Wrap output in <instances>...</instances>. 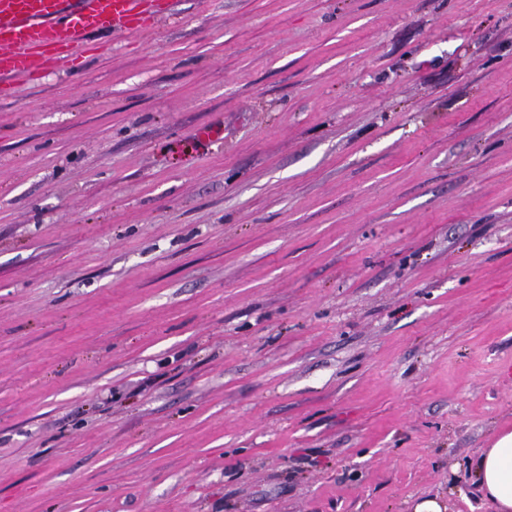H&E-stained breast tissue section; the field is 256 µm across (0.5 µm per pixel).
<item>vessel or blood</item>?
I'll return each mask as SVG.
<instances>
[{"label": "vessel or blood", "instance_id": "1", "mask_svg": "<svg viewBox=\"0 0 512 512\" xmlns=\"http://www.w3.org/2000/svg\"><path fill=\"white\" fill-rule=\"evenodd\" d=\"M173 0H0V97L18 80L72 67L95 33H142L170 15Z\"/></svg>", "mask_w": 512, "mask_h": 512}]
</instances>
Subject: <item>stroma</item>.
<instances>
[{
    "mask_svg": "<svg viewBox=\"0 0 512 512\" xmlns=\"http://www.w3.org/2000/svg\"><path fill=\"white\" fill-rule=\"evenodd\" d=\"M0 100V512H491L512 0H178Z\"/></svg>",
    "mask_w": 512,
    "mask_h": 512,
    "instance_id": "35a3bbf8",
    "label": "stroma"
}]
</instances>
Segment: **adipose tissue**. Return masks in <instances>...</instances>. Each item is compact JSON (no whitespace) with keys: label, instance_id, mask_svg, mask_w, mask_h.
<instances>
[{"label":"adipose tissue","instance_id":"adipose-tissue-1","mask_svg":"<svg viewBox=\"0 0 512 512\" xmlns=\"http://www.w3.org/2000/svg\"><path fill=\"white\" fill-rule=\"evenodd\" d=\"M477 483L494 512H512V431L501 433L474 463Z\"/></svg>","mask_w":512,"mask_h":512}]
</instances>
